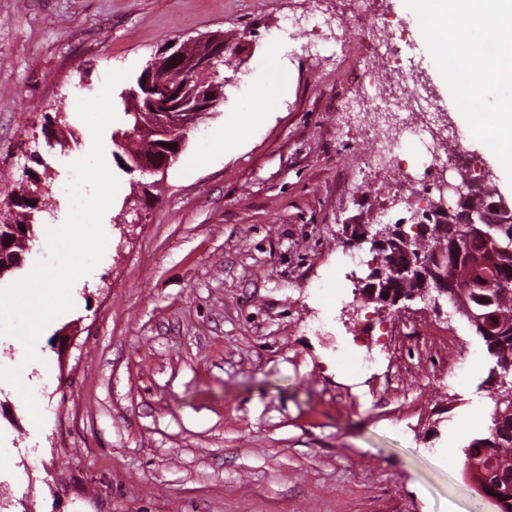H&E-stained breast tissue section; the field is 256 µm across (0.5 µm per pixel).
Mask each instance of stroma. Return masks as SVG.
<instances>
[{"instance_id": "obj_1", "label": "stroma", "mask_w": 512, "mask_h": 512, "mask_svg": "<svg viewBox=\"0 0 512 512\" xmlns=\"http://www.w3.org/2000/svg\"><path fill=\"white\" fill-rule=\"evenodd\" d=\"M347 26L310 57L280 32L308 15ZM363 19L344 0H0V219L12 218L25 155L48 166L19 269L47 255L46 227L64 222L69 165L92 143L71 99L97 94L108 71L131 69L114 105L167 40L221 33L243 42L225 99L189 133L140 224L123 221L129 174L104 216L102 261L71 311L39 336L23 371L45 417L36 427L0 380V493L34 512H500L463 468L488 436L495 358L462 317L423 301L401 311L403 360L374 305L348 316L356 278L346 225L395 223L406 172L365 171L370 133L345 105L367 88ZM70 134L49 147L45 113ZM448 328L462 349L427 340ZM461 359L458 370L449 360Z\"/></svg>"}]
</instances>
